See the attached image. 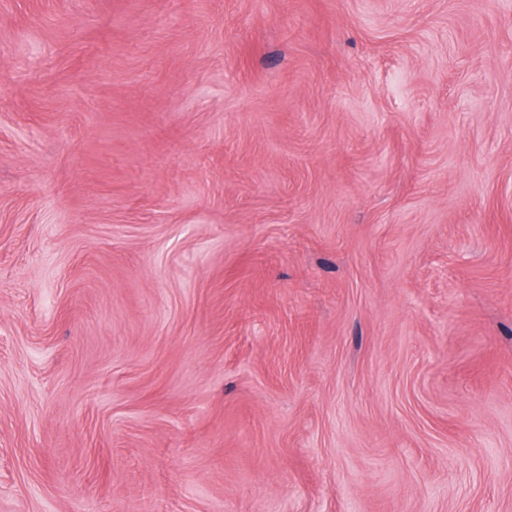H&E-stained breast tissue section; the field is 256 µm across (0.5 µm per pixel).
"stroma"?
Masks as SVG:
<instances>
[{
    "label": "stroma",
    "instance_id": "obj_1",
    "mask_svg": "<svg viewBox=\"0 0 512 512\" xmlns=\"http://www.w3.org/2000/svg\"><path fill=\"white\" fill-rule=\"evenodd\" d=\"M0 512H512V0H0Z\"/></svg>",
    "mask_w": 512,
    "mask_h": 512
}]
</instances>
